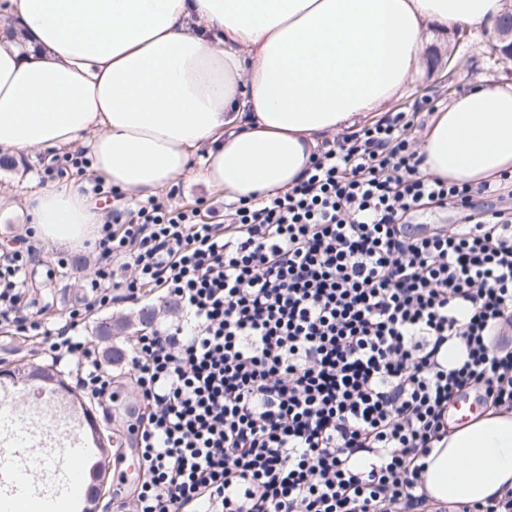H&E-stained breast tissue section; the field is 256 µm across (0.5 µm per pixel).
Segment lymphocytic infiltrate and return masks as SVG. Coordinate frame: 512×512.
Returning <instances> with one entry per match:
<instances>
[{"mask_svg":"<svg viewBox=\"0 0 512 512\" xmlns=\"http://www.w3.org/2000/svg\"><path fill=\"white\" fill-rule=\"evenodd\" d=\"M406 112L324 143L276 195L221 223L156 198L114 210L90 306L162 291L178 321L137 336L128 372L143 480L127 512H438L425 459L464 393L512 411V214L408 230L471 189L422 174ZM30 251L0 254V328L71 361L113 400L80 311L31 313ZM133 265L116 280L113 261ZM462 348L456 363L440 353Z\"/></svg>","mask_w":512,"mask_h":512,"instance_id":"obj_1","label":"lymphocytic infiltrate"}]
</instances>
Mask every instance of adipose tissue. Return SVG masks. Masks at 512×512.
I'll return each mask as SVG.
<instances>
[{
    "instance_id": "obj_1",
    "label": "adipose tissue",
    "mask_w": 512,
    "mask_h": 512,
    "mask_svg": "<svg viewBox=\"0 0 512 512\" xmlns=\"http://www.w3.org/2000/svg\"><path fill=\"white\" fill-rule=\"evenodd\" d=\"M504 0H0V151L81 146L140 198L193 177L225 199L293 186L325 135L353 133L425 67L429 28L478 26ZM423 173L479 185L512 175V86H479L430 120ZM33 237L74 248L94 201L33 191ZM428 497L483 503L512 487V414L448 430L426 459Z\"/></svg>"
}]
</instances>
